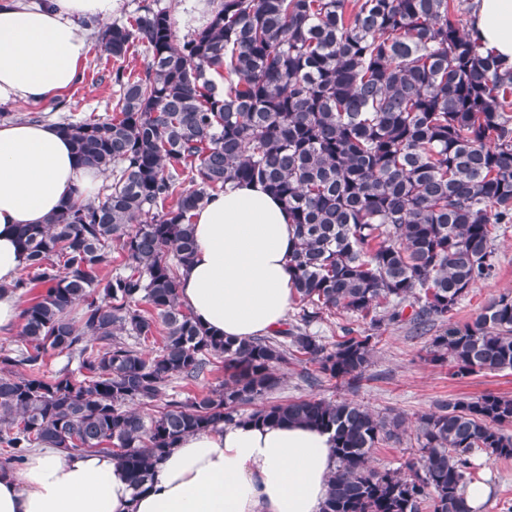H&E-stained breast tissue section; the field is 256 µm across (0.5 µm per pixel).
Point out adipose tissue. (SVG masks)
Returning <instances> with one entry per match:
<instances>
[{
	"label": "adipose tissue",
	"mask_w": 512,
	"mask_h": 512,
	"mask_svg": "<svg viewBox=\"0 0 512 512\" xmlns=\"http://www.w3.org/2000/svg\"><path fill=\"white\" fill-rule=\"evenodd\" d=\"M119 0H0V105L43 104L80 76L91 44L81 23H107ZM469 33L512 61V0H470ZM103 175L77 164L57 123H0V333L21 318L13 291L27 261L23 224H43ZM195 252L178 296L193 317L237 339L270 336L294 300L288 211L262 185H231L195 210ZM336 469L328 434L304 423L237 422L181 438L135 487L105 453L44 448L0 471V512H321Z\"/></svg>",
	"instance_id": "ef3b65f1"
}]
</instances>
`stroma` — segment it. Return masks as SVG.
Listing matches in <instances>:
<instances>
[{
    "label": "stroma",
    "instance_id": "stroma-1",
    "mask_svg": "<svg viewBox=\"0 0 512 512\" xmlns=\"http://www.w3.org/2000/svg\"><path fill=\"white\" fill-rule=\"evenodd\" d=\"M113 65L112 58L91 51L83 65L81 81L56 102L37 107L18 101L8 105L7 110L16 119L36 115L55 122L66 118L107 119L116 99ZM493 248L495 275L475 284L458 302L447 322L436 324V331L473 322L492 300L512 293V224L498 226ZM429 341V335H416L406 321L382 326L375 340L372 363L362 379L353 384L325 378L317 386H308L302 377L305 363L289 359L279 368L282 383L270 398L275 402L310 396L328 401L346 399L382 415H401L404 433L374 448L370 465L381 471L408 473L410 464L421 458L416 431L418 414L436 410L441 402L461 396L493 392L512 397V371H484L462 380L453 378L448 364L431 361L427 353ZM471 459L476 479L490 488L488 500L479 512H512V459L495 461L481 450L474 451Z\"/></svg>",
    "mask_w": 512,
    "mask_h": 512
}]
</instances>
